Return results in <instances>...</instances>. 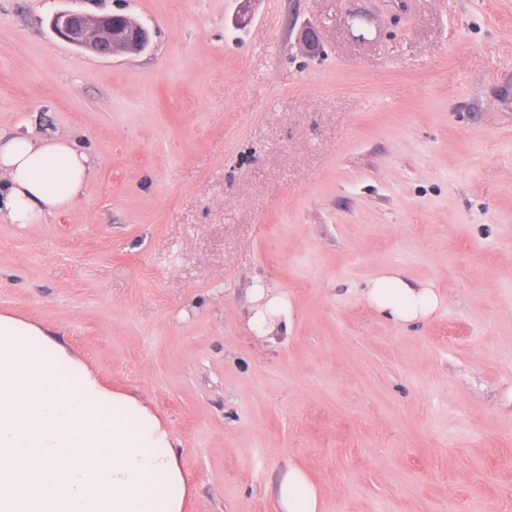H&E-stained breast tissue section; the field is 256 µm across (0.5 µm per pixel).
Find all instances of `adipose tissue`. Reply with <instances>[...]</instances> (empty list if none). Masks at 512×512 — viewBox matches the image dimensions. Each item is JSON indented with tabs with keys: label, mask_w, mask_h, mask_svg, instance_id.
I'll list each match as a JSON object with an SVG mask.
<instances>
[{
	"label": "adipose tissue",
	"mask_w": 512,
	"mask_h": 512,
	"mask_svg": "<svg viewBox=\"0 0 512 512\" xmlns=\"http://www.w3.org/2000/svg\"><path fill=\"white\" fill-rule=\"evenodd\" d=\"M94 167L67 138L0 134V218L39 224L71 208ZM362 295L397 323L439 306L432 289L398 273L370 280ZM251 300L257 333L287 331L285 299L256 287ZM187 495L169 435L144 404L101 385L39 326L0 315V512H184ZM276 496L282 512H322L298 468Z\"/></svg>",
	"instance_id": "1"
}]
</instances>
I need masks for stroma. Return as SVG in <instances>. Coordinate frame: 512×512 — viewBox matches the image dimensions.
Returning a JSON list of instances; mask_svg holds the SVG:
<instances>
[{
    "instance_id": "35a3bbf8",
    "label": "stroma",
    "mask_w": 512,
    "mask_h": 512,
    "mask_svg": "<svg viewBox=\"0 0 512 512\" xmlns=\"http://www.w3.org/2000/svg\"><path fill=\"white\" fill-rule=\"evenodd\" d=\"M63 8L150 44L79 49ZM0 131L96 160L0 223V313L149 407L185 512H281L291 466L323 512H512V0H0ZM393 270L429 318L362 297ZM49 27L66 42L101 56L139 54L150 41L144 24L121 14L90 16L63 9L52 14ZM362 295L381 315L396 323L423 320L439 306L432 289L415 288L399 273L370 280ZM251 301L257 305L251 309L248 322L257 333L274 340L276 336L288 332L290 308L285 299L270 297L265 288L257 285L252 288Z\"/></svg>"
}]
</instances>
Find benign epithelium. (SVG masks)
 I'll return each mask as SVG.
<instances>
[{
	"label": "benign epithelium",
	"mask_w": 512,
	"mask_h": 512,
	"mask_svg": "<svg viewBox=\"0 0 512 512\" xmlns=\"http://www.w3.org/2000/svg\"><path fill=\"white\" fill-rule=\"evenodd\" d=\"M49 27L66 42L101 56L139 54L150 41L144 24L121 14L90 16L63 9L52 14Z\"/></svg>",
	"instance_id": "7a95c632"
}]
</instances>
